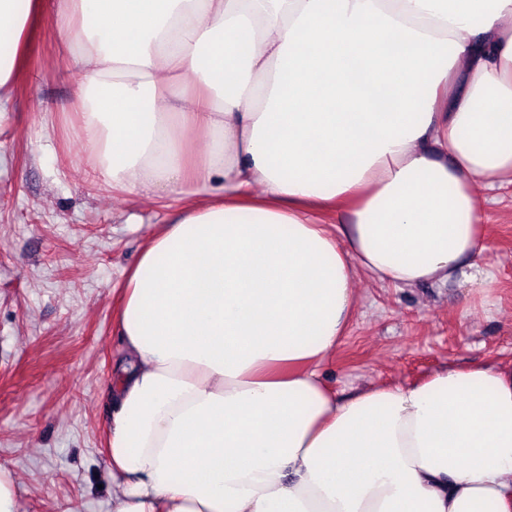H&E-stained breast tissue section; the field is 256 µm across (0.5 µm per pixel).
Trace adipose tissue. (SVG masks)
Returning <instances> with one entry per match:
<instances>
[{"instance_id": "ef3b65f1", "label": "adipose tissue", "mask_w": 512, "mask_h": 512, "mask_svg": "<svg viewBox=\"0 0 512 512\" xmlns=\"http://www.w3.org/2000/svg\"><path fill=\"white\" fill-rule=\"evenodd\" d=\"M124 275L112 512H512V359L341 399L356 279L468 277L512 186V0H56ZM44 0H0V115ZM210 147L193 148L196 136Z\"/></svg>"}]
</instances>
